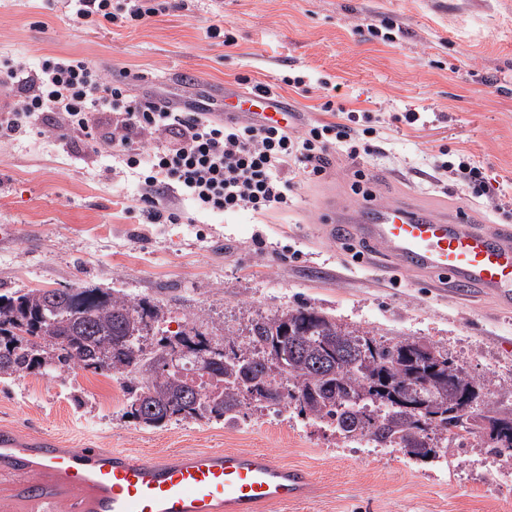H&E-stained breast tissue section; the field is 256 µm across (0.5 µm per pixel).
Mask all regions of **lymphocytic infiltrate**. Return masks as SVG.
I'll return each mask as SVG.
<instances>
[{
  "label": "lymphocytic infiltrate",
  "mask_w": 512,
  "mask_h": 512,
  "mask_svg": "<svg viewBox=\"0 0 512 512\" xmlns=\"http://www.w3.org/2000/svg\"><path fill=\"white\" fill-rule=\"evenodd\" d=\"M168 0H77L84 24L135 25L169 10ZM0 87L18 97L0 111V142L43 130L65 139L82 133L91 152L110 153L139 171L148 223L176 224L181 214L168 193L202 211L263 213L288 205L295 177L322 176L337 151L354 160L376 152L377 130L358 128L355 115L308 125L303 131L247 121H224L199 101L175 107L132 96L126 83L76 56L45 57L38 69L0 60Z\"/></svg>",
  "instance_id": "f902f5d3"
}]
</instances>
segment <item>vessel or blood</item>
<instances>
[{"mask_svg":"<svg viewBox=\"0 0 512 512\" xmlns=\"http://www.w3.org/2000/svg\"><path fill=\"white\" fill-rule=\"evenodd\" d=\"M231 118L255 124L296 120L273 96L234 92ZM337 241L376 243L401 268L491 295L512 309V226L464 224L382 202L340 216ZM0 474L20 476L0 489V512H263L303 500L312 472L257 451L176 452L146 459L115 448H63L47 433L21 439L0 429Z\"/></svg>","mask_w":512,"mask_h":512,"instance_id":"vessel-or-blood-1","label":"vessel or blood"}]
</instances>
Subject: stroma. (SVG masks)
Listing matches in <instances>:
<instances>
[{
  "instance_id": "stroma-1",
  "label": "stroma",
  "mask_w": 512,
  "mask_h": 512,
  "mask_svg": "<svg viewBox=\"0 0 512 512\" xmlns=\"http://www.w3.org/2000/svg\"><path fill=\"white\" fill-rule=\"evenodd\" d=\"M394 27L370 35L367 23ZM236 35L227 47L208 28ZM0 55L38 66L78 55L127 79L132 94L214 111L240 78L268 85L303 122L334 119L325 85L349 110L369 111L380 153L340 157L300 184L287 208L208 213L179 201L178 224H147L140 182L124 163L79 139L26 133L0 144V293L111 288L158 302L170 331L192 327L220 345L248 341L251 319L301 304L387 344L423 341L474 379L483 410H512V311L490 298L436 288L324 231L332 212L363 204L353 173L372 174L377 199L510 224L512 0H186L136 26L90 28L73 0H0ZM303 76L293 88L285 76ZM424 122L406 126L405 111ZM472 156L490 194L438 181L436 165ZM81 394L74 407L71 393ZM112 377L72 368L0 382V428L54 434L67 448H117L146 458L182 449L261 451L313 472L316 485L287 512H512V455L447 441L442 458L356 448L286 407L271 418L249 400L236 421L147 428L123 413Z\"/></svg>"
}]
</instances>
